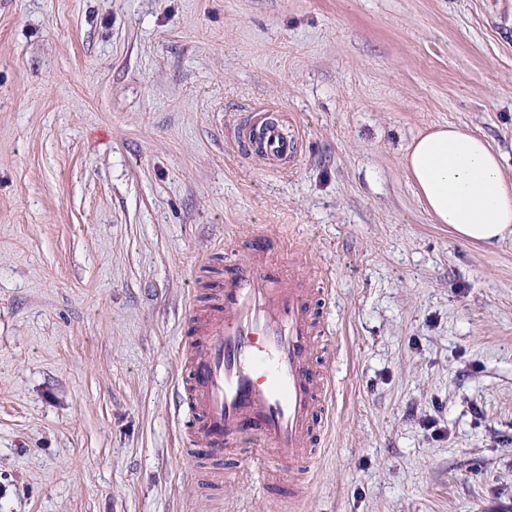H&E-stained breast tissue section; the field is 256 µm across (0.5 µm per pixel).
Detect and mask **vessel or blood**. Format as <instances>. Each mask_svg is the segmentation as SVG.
Instances as JSON below:
<instances>
[{"label": "vessel or blood", "mask_w": 512, "mask_h": 512, "mask_svg": "<svg viewBox=\"0 0 512 512\" xmlns=\"http://www.w3.org/2000/svg\"><path fill=\"white\" fill-rule=\"evenodd\" d=\"M236 147L275 170L294 167L301 134L280 118L255 113ZM224 274L207 282L205 303L190 300L179 355L180 410L189 458H249L254 469L277 459L287 482L275 494L294 506L301 477L318 452L335 392V356L324 351L326 299L280 234L226 238Z\"/></svg>", "instance_id": "b4317fda"}]
</instances>
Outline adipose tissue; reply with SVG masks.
Here are the masks:
<instances>
[{"instance_id":"obj_1","label":"adipose tissue","mask_w":512,"mask_h":512,"mask_svg":"<svg viewBox=\"0 0 512 512\" xmlns=\"http://www.w3.org/2000/svg\"><path fill=\"white\" fill-rule=\"evenodd\" d=\"M502 160L482 137L449 125L413 139L405 171L436 223L492 247L512 234V181Z\"/></svg>"}]
</instances>
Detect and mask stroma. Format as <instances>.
Instances as JSON below:
<instances>
[{"label":"stroma","mask_w":512,"mask_h":512,"mask_svg":"<svg viewBox=\"0 0 512 512\" xmlns=\"http://www.w3.org/2000/svg\"><path fill=\"white\" fill-rule=\"evenodd\" d=\"M255 112L297 166L234 146ZM448 124L512 178V0H0V512H284L179 433L189 287L259 226L333 281L297 512H512V237L404 169ZM234 144L244 154L262 159L275 170L294 167L303 152V140L297 128L266 113H254L238 129Z\"/></svg>","instance_id":"obj_1"}]
</instances>
